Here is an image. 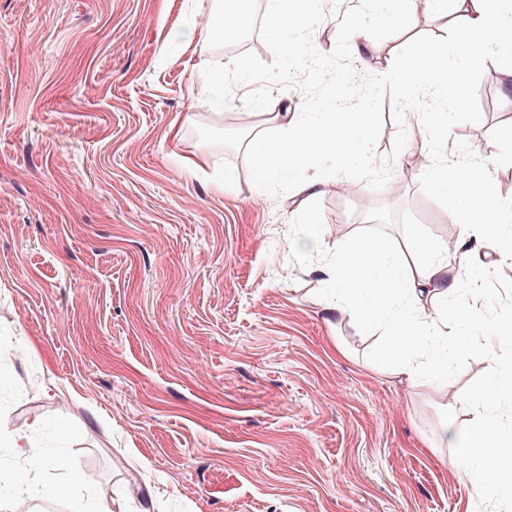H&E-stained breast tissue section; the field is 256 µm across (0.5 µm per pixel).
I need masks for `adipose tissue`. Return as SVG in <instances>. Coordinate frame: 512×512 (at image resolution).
<instances>
[{"mask_svg": "<svg viewBox=\"0 0 512 512\" xmlns=\"http://www.w3.org/2000/svg\"><path fill=\"white\" fill-rule=\"evenodd\" d=\"M216 22L199 30L200 42H208L224 34L242 29L251 13V0H218ZM407 6L422 4L424 10L452 11L456 20L457 59H450L447 45L437 43L401 67L387 69L383 78L399 88L405 99H412L418 90H426L433 108L422 125L430 133L447 127L452 113L448 108V79H455L461 89H469V73L482 65L491 43L512 40V21L506 20L494 8L492 0H403ZM482 38L483 47H473L475 38ZM281 133L273 153L256 152L252 165L259 190H266L289 178L293 169L309 165L310 158L300 147L292 122L287 114L273 113ZM369 123L368 112H361L354 121L337 122L335 113L323 103H315L303 127L309 138L322 141L333 153L345 155L351 163L362 165L370 160L368 139L364 133ZM420 182L428 187H445L466 179L475 196L469 221L464 226L453 250L439 251L424 266L406 265L394 254L385 253L365 242L358 241L337 250L326 276L338 286L334 301L328 303L329 314L344 318L359 317V310L348 300V293L362 290L369 294L372 304L388 317L383 330L392 346L406 352L407 358L399 372L406 378H417L430 369L433 361L425 347L429 341L440 339L454 346L457 336L481 335L487 350L489 381L471 397L469 405L473 418L468 426L456 429L463 449L455 456L454 469L459 481L475 490L485 489L489 475L497 477V492L512 495V469L502 461L501 438L512 437V413H502L500 407L512 399V368L502 365L496 347L504 335L497 320L488 318L481 310L472 309L456 327L448 325L447 309L438 307L440 297L451 295L458 286L454 274L458 261H465L471 252L472 241L481 239L500 261L512 262V246L499 243L498 230L512 223V200L502 199L493 182L490 165L470 169L460 174L450 166L423 167L418 171Z\"/></svg>", "mask_w": 512, "mask_h": 512, "instance_id": "1", "label": "adipose tissue"}]
</instances>
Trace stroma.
I'll return each mask as SVG.
<instances>
[{
  "mask_svg": "<svg viewBox=\"0 0 512 512\" xmlns=\"http://www.w3.org/2000/svg\"><path fill=\"white\" fill-rule=\"evenodd\" d=\"M214 7L0 0V418L26 442L0 445V512L27 503L14 485L43 454L44 486L83 475L50 502L59 512L100 497L123 512H486L441 439L470 420L486 353L464 340L406 382L379 362V329L326 313L322 271L355 238L422 264L459 237L463 217L419 182L422 165L497 154L512 198V56L471 72L440 148L426 129L409 137L389 189L358 181L344 196L335 176L318 196L274 198L226 120L249 85L216 109L203 74L248 44L273 53L254 30L197 44ZM454 39L429 14L354 66L378 75ZM483 294L512 316V265Z\"/></svg>",
  "mask_w": 512,
  "mask_h": 512,
  "instance_id": "stroma-1",
  "label": "stroma"
}]
</instances>
